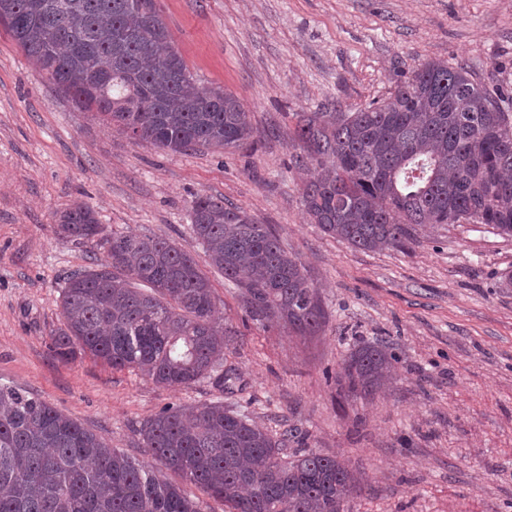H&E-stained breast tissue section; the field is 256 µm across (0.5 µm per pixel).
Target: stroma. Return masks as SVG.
Returning <instances> with one entry per match:
<instances>
[{
  "label": "stroma",
  "mask_w": 512,
  "mask_h": 512,
  "mask_svg": "<svg viewBox=\"0 0 512 512\" xmlns=\"http://www.w3.org/2000/svg\"><path fill=\"white\" fill-rule=\"evenodd\" d=\"M191 74L248 110L247 150L173 153L75 110L0 25V385L30 393L154 471L141 424L167 406L221 402L289 449L342 456L361 475L351 512H512V238L486 224L422 226L403 249L361 251L322 233L290 163L298 112L350 111L420 63L462 65L512 87V0H159ZM205 193L270 225L326 312L298 336L245 313L191 230ZM77 203L121 233L171 240L210 279L230 338L216 385L162 387L76 355L61 362L70 273L104 254L60 238ZM398 357L389 383L348 395L336 377L358 346Z\"/></svg>",
  "instance_id": "stroma-1"
}]
</instances>
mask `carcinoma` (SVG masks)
<instances>
[{"label":"carcinoma","mask_w":512,"mask_h":512,"mask_svg":"<svg viewBox=\"0 0 512 512\" xmlns=\"http://www.w3.org/2000/svg\"><path fill=\"white\" fill-rule=\"evenodd\" d=\"M0 23L79 112L136 143L181 153L247 148L243 104L196 84L157 0H0ZM296 166L314 165L302 203L311 223L356 250L403 248L415 227L488 224L512 236V93L462 65H419L386 97L353 112H299ZM190 229L209 265L241 291L250 317L301 336L324 322L304 267L267 224L206 194ZM65 238L93 240L107 260L72 275L53 333L63 361L82 351L165 387L215 376L226 333L209 278L175 243L109 232L77 204L58 216ZM393 354L364 345L345 359L346 391L388 380ZM165 468L228 512H345L360 489L337 457L288 456L276 437L219 403L166 407L140 428ZM0 512H202L176 484L43 401L0 386Z\"/></svg>","instance_id":"1"}]
</instances>
